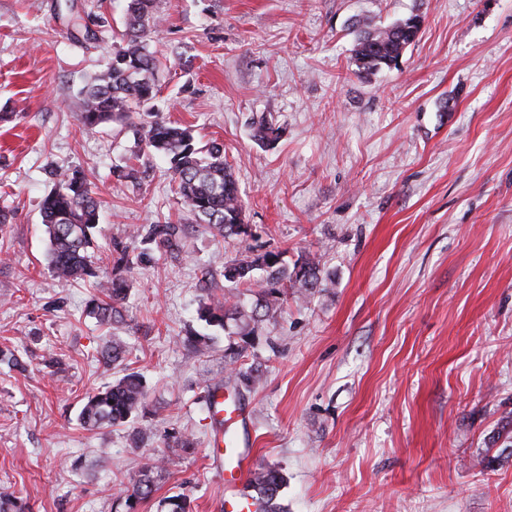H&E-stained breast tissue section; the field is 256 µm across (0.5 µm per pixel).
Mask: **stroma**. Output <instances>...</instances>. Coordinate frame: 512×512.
I'll return each instance as SVG.
<instances>
[{
    "label": "stroma",
    "mask_w": 512,
    "mask_h": 512,
    "mask_svg": "<svg viewBox=\"0 0 512 512\" xmlns=\"http://www.w3.org/2000/svg\"><path fill=\"white\" fill-rule=\"evenodd\" d=\"M158 2L154 105L223 144L250 234L196 226L186 256L135 265L127 352L104 367L93 288L48 268L41 205L57 173L93 183L106 271L130 227L195 218L132 129L85 134L74 109L120 43L127 0H0V347L25 363L0 365V491L26 512H114L187 435L140 512L179 492L218 512L203 392L235 364L261 375L230 388L255 466L288 477L285 512H512V0ZM413 13L422 28L398 67L360 73L355 20ZM262 120L275 143L255 138ZM129 166L136 178L120 177ZM249 246L318 263L320 288L254 339L184 345L205 290L251 301L223 277ZM128 369L147 380L145 415L85 430V397Z\"/></svg>",
    "instance_id": "obj_1"
}]
</instances>
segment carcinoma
<instances>
[{
	"label": "carcinoma",
	"mask_w": 512,
	"mask_h": 512,
	"mask_svg": "<svg viewBox=\"0 0 512 512\" xmlns=\"http://www.w3.org/2000/svg\"><path fill=\"white\" fill-rule=\"evenodd\" d=\"M419 19L420 15L412 14L393 25L374 29L370 21H358L363 27L354 49L358 68L365 72L392 68L412 44L404 30ZM157 31L156 0H128L124 45L113 49L106 71L80 92L78 116L83 131L94 133L110 121L128 124L135 109L146 107L156 97V59L149 51L148 38ZM149 112L153 120L139 128L140 144L143 150L169 161L176 191L196 222L225 238L247 235L239 185L231 166L224 161V145L213 141L200 146L191 127L173 126L159 111L151 108ZM42 222L48 235L47 257L52 272L63 283L83 280L94 284L100 296L88 302L87 313L109 328L119 322V305L130 288L121 271L132 269L147 254L182 256L194 229L192 224L172 223L133 228L130 239L140 244L142 251L115 245V273L105 276L96 257L99 213L94 186L84 174L69 170L58 174L54 189L44 198ZM257 270L264 271L265 278L256 279ZM224 280L256 286L255 305L248 311L238 300L208 292L199 300L198 319L221 330L233 321L240 325V335L247 340L257 335L262 322L275 318L288 294L305 299L321 283L320 270L313 261L296 263L290 269L282 253H257L252 249L224 265ZM98 354L104 364L113 365L122 361L125 344L119 337L109 336L99 346ZM146 397L144 376L138 371L127 372L85 398L80 420L89 429L126 424L138 417ZM178 459L176 453L151 459L133 481L124 499V512H137L138 504L154 491L155 475L176 466ZM286 482L287 476L276 466L253 472L249 485L260 495L262 512H280L278 498ZM162 507L166 512H192L185 493L165 498Z\"/></svg>",
	"instance_id": "1"
}]
</instances>
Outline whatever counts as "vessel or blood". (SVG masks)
Segmentation results:
<instances>
[{"mask_svg": "<svg viewBox=\"0 0 512 512\" xmlns=\"http://www.w3.org/2000/svg\"><path fill=\"white\" fill-rule=\"evenodd\" d=\"M208 407L213 420L210 454L224 471L222 512H259V501L242 491L254 466L252 450L239 435L244 409L220 386L216 387Z\"/></svg>", "mask_w": 512, "mask_h": 512, "instance_id": "vessel-or-blood-1", "label": "vessel or blood"}]
</instances>
